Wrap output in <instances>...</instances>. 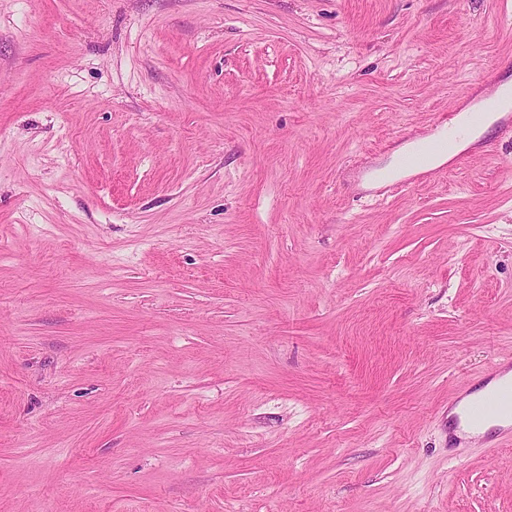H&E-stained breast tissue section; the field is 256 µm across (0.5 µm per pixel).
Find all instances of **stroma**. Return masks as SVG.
Returning a JSON list of instances; mask_svg holds the SVG:
<instances>
[{"instance_id": "1", "label": "stroma", "mask_w": 512, "mask_h": 512, "mask_svg": "<svg viewBox=\"0 0 512 512\" xmlns=\"http://www.w3.org/2000/svg\"><path fill=\"white\" fill-rule=\"evenodd\" d=\"M512 0H0V512H512ZM510 93L512 97V81L509 79L499 87V90L495 97H498L499 103L495 107L488 108V114L486 116L484 124L478 128L473 134H466L459 141L454 136L448 135L447 138H436L433 135L440 130L444 129V122H437L433 124V128L430 130L429 135L423 137L426 139L423 143L421 150L406 155L402 160V165L414 173V177L410 180H422L433 175L437 168L433 167L429 161L431 155L448 152L449 143L457 141L456 149L459 151L463 149L468 143L472 142L478 136L490 129L493 123L500 117L499 124L512 131V113L507 112L510 104ZM501 105H506V110H503ZM499 112L501 114H493ZM435 126V128H434ZM467 422L478 426L492 415H506L511 418L507 427L498 429V438L493 445H498L503 439L512 440V382L501 386L480 399L470 403L464 412Z\"/></svg>"}]
</instances>
